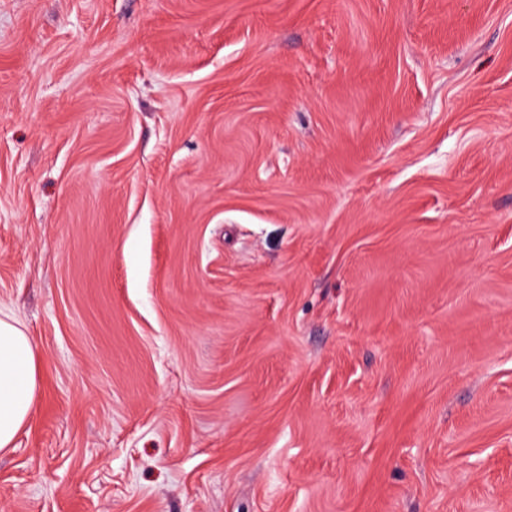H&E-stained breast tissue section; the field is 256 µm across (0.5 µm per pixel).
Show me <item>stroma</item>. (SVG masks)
Masks as SVG:
<instances>
[{
    "label": "stroma",
    "instance_id": "obj_1",
    "mask_svg": "<svg viewBox=\"0 0 512 512\" xmlns=\"http://www.w3.org/2000/svg\"><path fill=\"white\" fill-rule=\"evenodd\" d=\"M0 512H512V0H0ZM36 345L20 324L0 313V450L12 448L38 406Z\"/></svg>",
    "mask_w": 512,
    "mask_h": 512
}]
</instances>
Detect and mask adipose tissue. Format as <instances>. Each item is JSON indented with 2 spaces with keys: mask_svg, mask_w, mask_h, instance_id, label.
<instances>
[{
  "mask_svg": "<svg viewBox=\"0 0 512 512\" xmlns=\"http://www.w3.org/2000/svg\"><path fill=\"white\" fill-rule=\"evenodd\" d=\"M36 345L20 324L0 316V450L12 448L38 406Z\"/></svg>",
  "mask_w": 512,
  "mask_h": 512,
  "instance_id": "obj_1",
  "label": "adipose tissue"
}]
</instances>
